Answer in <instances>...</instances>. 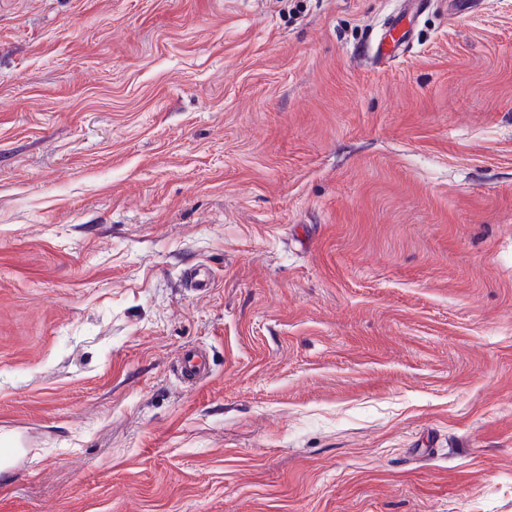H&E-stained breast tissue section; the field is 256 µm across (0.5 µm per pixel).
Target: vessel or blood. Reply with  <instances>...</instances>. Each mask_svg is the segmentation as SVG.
I'll return each instance as SVG.
<instances>
[{
  "label": "vessel or blood",
  "mask_w": 512,
  "mask_h": 512,
  "mask_svg": "<svg viewBox=\"0 0 512 512\" xmlns=\"http://www.w3.org/2000/svg\"><path fill=\"white\" fill-rule=\"evenodd\" d=\"M403 7L391 15L379 34L368 40L363 52L377 64L385 65L406 55L413 44V21L431 6V0H402ZM207 374V359L197 350L185 354L181 375L190 384L197 383Z\"/></svg>",
  "instance_id": "b4317fda"
}]
</instances>
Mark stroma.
Listing matches in <instances>:
<instances>
[{
  "label": "stroma",
  "mask_w": 512,
  "mask_h": 512,
  "mask_svg": "<svg viewBox=\"0 0 512 512\" xmlns=\"http://www.w3.org/2000/svg\"><path fill=\"white\" fill-rule=\"evenodd\" d=\"M394 7L0 0V512H512V0ZM431 0H402L403 8L389 16L379 34L365 44L363 53L385 65L406 55L413 44V20L426 12ZM180 372L187 383H197L207 374L206 356L200 351L190 350L182 360Z\"/></svg>",
  "instance_id": "stroma-1"
}]
</instances>
